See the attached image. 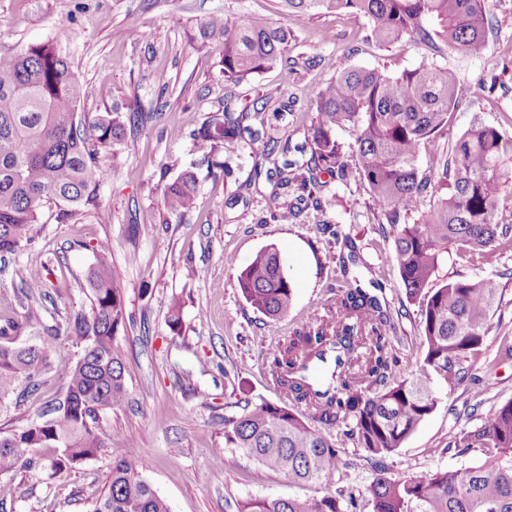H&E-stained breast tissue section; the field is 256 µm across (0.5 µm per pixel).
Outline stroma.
<instances>
[{"label": "stroma", "instance_id": "35a3bbf8", "mask_svg": "<svg viewBox=\"0 0 512 512\" xmlns=\"http://www.w3.org/2000/svg\"><path fill=\"white\" fill-rule=\"evenodd\" d=\"M487 6L492 26L477 57L443 46L379 44L368 38L363 17L304 14L287 21L289 63L232 85L224 81L221 44L195 50L197 18L242 11L278 22V0H0V47L43 40L66 46L72 70L88 90L82 111L94 115L132 96L163 107L157 119L128 133L122 166L110 170L100 187L110 223L90 215L67 224L50 219L38 225L31 245L0 258V321L20 317L32 301L41 306L47 328L89 313L84 274L95 260L94 246L110 241L112 275L133 317L115 342L127 366L129 396L103 418L114 433L111 448L62 471L51 465L56 449H42L41 467L12 476L16 493L0 499V512H90L117 456L145 463V478L171 512H238L253 498L321 496L320 486L295 484L225 447L226 405L236 396L283 403L269 374L280 341L324 315L337 290L355 279L396 315L403 342L395 375L415 369L424 356L421 327L392 259L395 230L356 174L324 187L322 208L273 222L267 212L273 183L254 170L262 143L253 144L252 155L232 160L226 177L208 169L212 145L196 131L225 95L240 106L265 96L266 136L296 145L313 118L309 104L341 70L396 73L426 62L456 73L459 97L447 134L427 146V156L446 152L449 138L477 118L512 133V0H487ZM287 101L293 110L275 117L274 108ZM131 167L139 178H128ZM186 170L197 176L198 203L177 217L166 211L163 194ZM348 237L356 244L354 261L347 258ZM267 247L286 261L294 286L287 315L276 321L254 310L238 285L241 270ZM192 266L203 268L204 277L187 279ZM458 274L492 279L502 289L493 329L474 381L442 394L402 447L385 457L393 478L480 463L478 452L448 454L449 440L479 425L481 412L512 400V359L504 356L512 342V252L490 266L475 257L445 265L437 278ZM32 281L43 282L40 294L28 295L25 285ZM175 310L180 327L174 332L168 319ZM64 396L55 369L38 394L0 407V428L22 427ZM340 459L337 487L352 495L353 512H372L365 489L377 472L367 450L350 443Z\"/></svg>", "mask_w": 512, "mask_h": 512}]
</instances>
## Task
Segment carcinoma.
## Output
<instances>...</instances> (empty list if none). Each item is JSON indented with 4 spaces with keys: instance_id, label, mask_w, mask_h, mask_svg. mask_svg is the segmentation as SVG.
I'll use <instances>...</instances> for the list:
<instances>
[{
    "instance_id": "cac0c4a2",
    "label": "carcinoma",
    "mask_w": 512,
    "mask_h": 512,
    "mask_svg": "<svg viewBox=\"0 0 512 512\" xmlns=\"http://www.w3.org/2000/svg\"><path fill=\"white\" fill-rule=\"evenodd\" d=\"M283 16L303 12H344L364 17L369 36L380 43H424L437 36L448 50L478 56L486 48L485 0H280ZM292 38L288 26L245 12L213 14L198 24L194 37L204 51L224 43V81L239 83L276 66ZM454 71L423 63L400 74L347 68L316 95L305 142L296 147L303 162L275 159L288 146L264 145L267 171L278 189L296 191L291 202L274 193L270 218L288 221L308 206L322 207L327 174L343 181L356 169L367 181L373 202L396 228L393 259L406 297L418 302L424 357L404 379L393 377L397 325L379 300L359 287L336 293L331 320L318 319L280 343L269 373L286 389L288 403L246 404L224 416V446L239 448L267 470L297 484H317L316 498H263L245 502L240 512H345V491L334 487L339 444L332 431L373 456L395 452L435 409L444 389L471 379L483 355L485 338L501 300L485 279L459 278L433 286L451 256L478 255L486 262L512 251V223L502 212L512 207V133L474 120L449 152L420 165V155L448 130L458 105ZM87 89L71 70L67 50L52 41L0 50V256L15 254L34 240L45 212L68 223L87 211L110 221L100 206L99 187L108 167L121 162L117 149L126 127L157 117L133 98L90 118L80 111ZM266 109L236 110L224 100L201 135L224 151L218 165L231 174L228 160L259 140L250 121ZM355 136L349 149L338 131ZM197 183L181 174L164 191L165 209L182 215L195 207ZM420 214L413 224L401 217ZM86 274L91 310L67 326L46 329L36 343H20L19 323L0 326V404L12 395L36 392L49 364L50 349L63 339L83 342L79 359L64 367V402L51 417L25 427L0 431V478L38 463L37 453L59 450L53 466L61 471L112 447V431L102 415L128 398L126 363L115 348L126 328L123 289L112 276V244L102 240ZM246 301L271 320L284 317L293 297L285 262L267 247L238 276ZM446 451H472L485 460L456 470L427 471L408 479L379 475L367 488L372 512H512V400L488 410L480 426L463 430ZM144 465L118 458L109 484L91 512H170L142 475Z\"/></svg>"
}]
</instances>
